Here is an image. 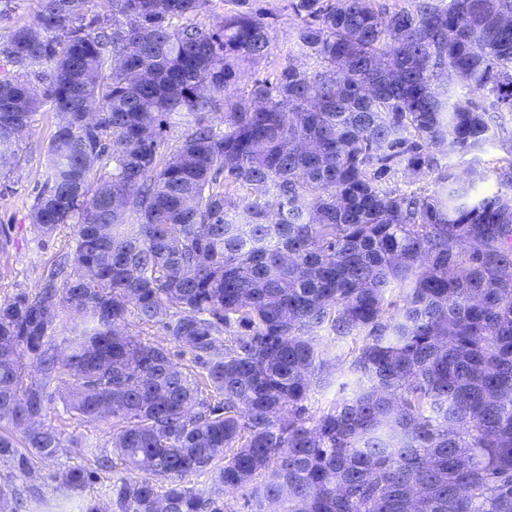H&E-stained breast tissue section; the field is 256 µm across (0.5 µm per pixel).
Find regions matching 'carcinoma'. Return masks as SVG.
Wrapping results in <instances>:
<instances>
[{"label": "carcinoma", "mask_w": 512, "mask_h": 512, "mask_svg": "<svg viewBox=\"0 0 512 512\" xmlns=\"http://www.w3.org/2000/svg\"><path fill=\"white\" fill-rule=\"evenodd\" d=\"M91 2L37 0L0 49V179L13 127L50 102L30 219L75 239L37 292L0 303V459L26 473L56 456L44 420L61 391L70 415L112 421L97 458L125 472L112 512H224V491L250 485L275 512H512V153L464 176L440 162L512 115V0H291L310 66L236 97L242 67L271 54L263 12L205 29L190 16L206 0H107L89 18ZM401 170L439 188L402 191ZM486 171L496 191L471 197ZM348 337L359 389L308 414ZM38 501L0 484L3 512ZM128 331L130 334L137 335L140 334L143 338L150 339L155 344L164 346L167 348L171 353H173L174 356H172V359H174L177 363L182 364H191V357L190 354L183 350L182 348L178 347L170 336H167L164 331H162L159 328H141L137 323L130 322V325L128 326Z\"/></svg>", "instance_id": "1"}]
</instances>
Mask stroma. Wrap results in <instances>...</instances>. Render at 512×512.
I'll return each mask as SVG.
<instances>
[{
	"label": "stroma",
	"instance_id": "1",
	"mask_svg": "<svg viewBox=\"0 0 512 512\" xmlns=\"http://www.w3.org/2000/svg\"><path fill=\"white\" fill-rule=\"evenodd\" d=\"M265 10L269 23L271 54L267 61L245 69L237 83L229 85L227 94L242 93L257 77L275 72L283 63V53L295 40L299 18L289 0H257ZM55 131V118L49 105L36 112L28 130L18 141L20 161L10 174L6 186H0V302L21 292L34 293L40 288L57 255L70 251L73 229L59 226L50 235L41 233L30 220V208L48 178V146ZM46 421L61 429L65 437L78 440V447H66L55 459L37 464L27 477L18 476L12 460H0V483L12 482L18 490L35 487L48 502L60 496L58 475L63 470L81 465L92 467L93 460L85 447L112 451V424L100 421L88 424L66 414L61 395H54Z\"/></svg>",
	"mask_w": 512,
	"mask_h": 512
}]
</instances>
